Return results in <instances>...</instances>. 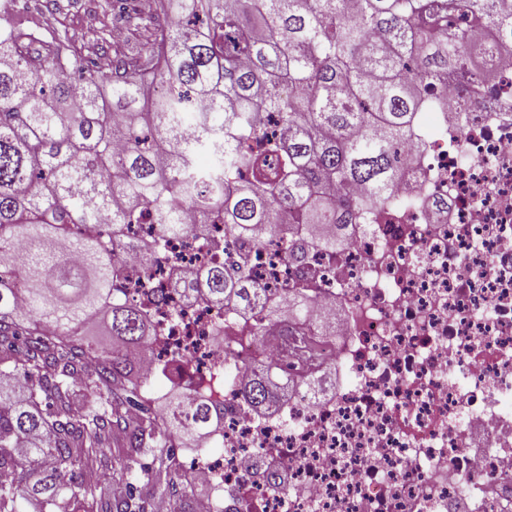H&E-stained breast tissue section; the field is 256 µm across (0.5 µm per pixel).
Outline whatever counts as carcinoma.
I'll use <instances>...</instances> for the list:
<instances>
[{"label":"carcinoma","instance_id":"obj_1","mask_svg":"<svg viewBox=\"0 0 512 512\" xmlns=\"http://www.w3.org/2000/svg\"><path fill=\"white\" fill-rule=\"evenodd\" d=\"M161 2L149 58L98 53L88 70L68 37L41 34L56 0L34 15L16 3L27 19L0 24V258L26 283L19 298L0 272V512L32 500L47 512L89 502L97 512H146L152 490L170 487L178 470L173 440L208 443L224 423L222 406L187 401L190 374L176 360L162 368L175 379L165 411L128 419L143 409L128 365L151 352L157 285L147 275L139 298L111 296L127 249L148 269L164 254L177 260L167 238L190 205L199 223L188 232L214 262L177 272L171 287L256 318L250 336L262 343L263 324L307 318L306 298L286 288L270 300L210 225L256 245L301 232L336 250L346 242L336 231L389 205L402 177L398 148L423 145L420 115L448 106L428 89L450 74L467 94L487 82L488 34L512 49V13L496 0H466L474 26L452 31L455 0ZM194 100L207 109L190 138L182 120ZM269 113L284 137L263 130ZM148 205L157 232L125 240ZM102 311L116 342L108 353L74 332ZM40 323L58 333L40 334ZM275 370L259 363L240 387L258 415L288 396ZM80 385L93 400H78ZM119 441L131 481L124 497H106L77 474L108 467Z\"/></svg>","mask_w":512,"mask_h":512}]
</instances>
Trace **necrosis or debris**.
<instances>
[{"mask_svg": "<svg viewBox=\"0 0 512 512\" xmlns=\"http://www.w3.org/2000/svg\"><path fill=\"white\" fill-rule=\"evenodd\" d=\"M482 65L491 88L463 113L445 80L460 120L425 113L394 205L345 249L299 265L276 238L237 247L269 297L307 283L306 320L215 344L217 311L154 266L165 301L141 373L186 362L224 405L221 451L181 464L210 489L196 512H512V50L487 38ZM271 357L296 389L258 415L239 385Z\"/></svg>", "mask_w": 512, "mask_h": 512, "instance_id": "necrosis-or-debris-1", "label": "necrosis or debris"}]
</instances>
